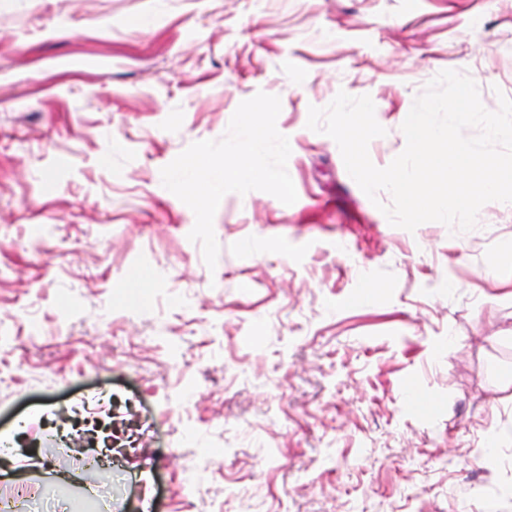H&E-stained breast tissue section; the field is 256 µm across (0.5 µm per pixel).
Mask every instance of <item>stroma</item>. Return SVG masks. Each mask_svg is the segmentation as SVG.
I'll return each mask as SVG.
<instances>
[{
    "label": "stroma",
    "instance_id": "stroma-1",
    "mask_svg": "<svg viewBox=\"0 0 512 512\" xmlns=\"http://www.w3.org/2000/svg\"><path fill=\"white\" fill-rule=\"evenodd\" d=\"M445 69L512 98V0H0L10 512H512V207L392 226L306 126L370 96L386 167ZM260 91L297 200L226 194L211 269L161 170ZM97 407L106 505L54 429Z\"/></svg>",
    "mask_w": 512,
    "mask_h": 512
}]
</instances>
